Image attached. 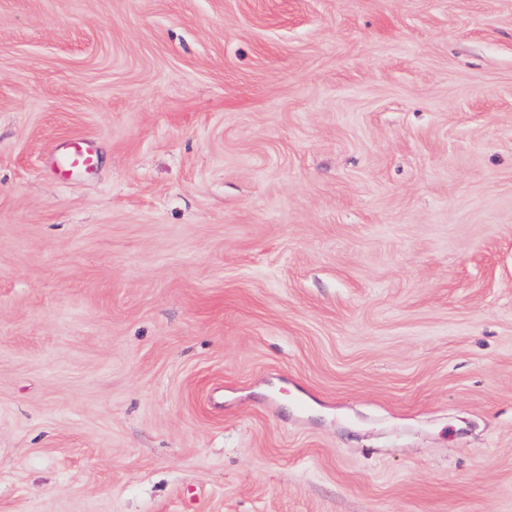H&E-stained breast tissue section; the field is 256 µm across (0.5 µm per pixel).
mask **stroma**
<instances>
[{"label": "stroma", "instance_id": "1", "mask_svg": "<svg viewBox=\"0 0 512 512\" xmlns=\"http://www.w3.org/2000/svg\"><path fill=\"white\" fill-rule=\"evenodd\" d=\"M0 512H512V0H0ZM96 162L97 155L92 144L83 138H74L55 155L53 169L58 175L67 177L75 171L92 170Z\"/></svg>", "mask_w": 512, "mask_h": 512}]
</instances>
